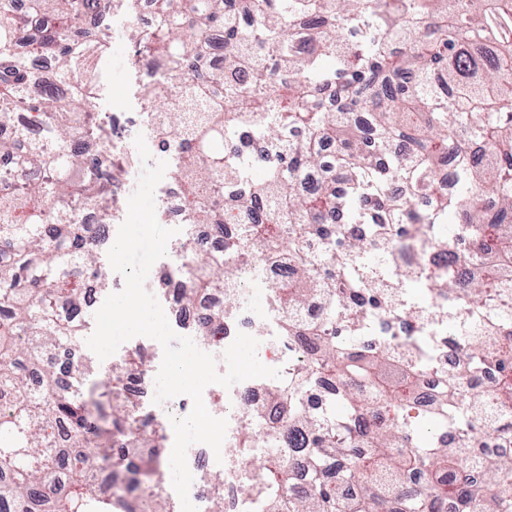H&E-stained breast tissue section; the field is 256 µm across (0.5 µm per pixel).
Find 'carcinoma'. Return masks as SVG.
<instances>
[{"label":"carcinoma","mask_w":512,"mask_h":512,"mask_svg":"<svg viewBox=\"0 0 512 512\" xmlns=\"http://www.w3.org/2000/svg\"><path fill=\"white\" fill-rule=\"evenodd\" d=\"M99 12L101 0H26L23 9L0 0V119L27 114L0 157L28 174L19 188L0 180V389L14 398L0 409V512H137L121 492L127 482L143 489L149 512H173L164 429L123 394L144 365L140 350L91 388L89 363L62 375L52 360L83 336L85 323L67 312L82 299L83 275L109 281L82 222L83 205L103 192L88 142L112 138L92 116L110 51L90 22ZM244 12L257 17L247 34ZM217 28L222 70L209 67ZM130 42L153 71L144 80L131 68L148 136L165 137L176 158L170 182L186 223L222 234L235 211L248 214L222 252L183 246L173 274L184 302L262 275L256 254L291 266L269 301L279 339L303 341L305 357L288 361L266 394L309 431L311 450L295 457L300 442L245 410L237 458L259 437L271 449L261 479L242 486L256 512H425L429 497L445 512L448 496L458 512H512V456L490 454L475 469L463 456L488 414L512 427V0H154L152 22L132 27ZM36 57L52 62L65 102L51 84L31 95ZM243 131L269 142L266 159L235 151ZM289 131L302 138H280ZM325 143L332 168L306 188ZM450 154L446 192L434 171ZM396 181L406 193L391 191ZM338 212L345 223H334ZM408 237L444 250L471 240L480 251L463 283L452 265L410 275L379 250ZM416 281L461 329L464 353L458 371L437 375L425 437L410 411L436 370L427 339L412 340L403 358L361 346L387 315V288ZM225 315L205 318L201 344L223 340ZM488 365L499 368L493 388L462 385ZM324 376L337 387L312 410L306 395ZM375 408L390 426L362 425ZM442 429L457 447L443 445ZM332 464L334 483L323 478ZM415 474L426 484L412 492ZM205 479L212 512H224L221 478Z\"/></svg>","instance_id":"obj_1"}]
</instances>
